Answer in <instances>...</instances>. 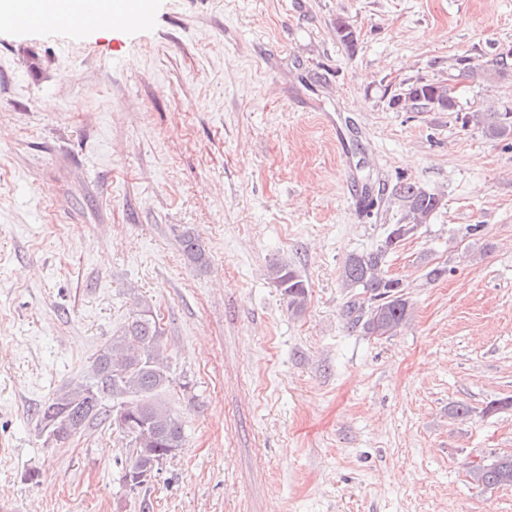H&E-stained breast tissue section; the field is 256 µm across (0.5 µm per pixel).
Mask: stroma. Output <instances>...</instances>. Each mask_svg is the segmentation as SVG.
<instances>
[{
    "label": "stroma",
    "mask_w": 512,
    "mask_h": 512,
    "mask_svg": "<svg viewBox=\"0 0 512 512\" xmlns=\"http://www.w3.org/2000/svg\"><path fill=\"white\" fill-rule=\"evenodd\" d=\"M152 9L147 32L0 29V507L139 512L118 431L49 447L36 415L86 378L137 297L186 435L152 512H512V486L465 468L512 454V409L485 411L512 397V139L462 124L512 107V0ZM504 52L496 82L455 68ZM443 80L457 111L390 104ZM402 181L442 205L388 258L410 323L374 337L344 319L340 277L397 220ZM189 231L203 264L182 252ZM274 263L306 280L301 314ZM433 267L444 276L426 280Z\"/></svg>",
    "instance_id": "1"
}]
</instances>
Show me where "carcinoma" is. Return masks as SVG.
<instances>
[{"instance_id": "1", "label": "carcinoma", "mask_w": 512, "mask_h": 512, "mask_svg": "<svg viewBox=\"0 0 512 512\" xmlns=\"http://www.w3.org/2000/svg\"><path fill=\"white\" fill-rule=\"evenodd\" d=\"M392 102L426 112H453L458 107L456 86L450 83H415ZM470 124L489 139L511 138L512 108L478 107L464 116V125ZM390 200L399 209V222L387 226L385 239L376 249L351 255L342 271V286L357 296L346 305L344 316L348 324L371 336H394L407 323L410 304L404 297L405 285L387 275V256L440 208L438 195L414 182L397 184ZM181 246L189 262H205V250L195 235L185 233ZM269 276L286 298L288 309L302 312L308 297L305 280L277 264L270 266ZM171 383L162 331L150 308L138 302L120 330L98 351L88 378L45 401L37 414L43 426L48 421L60 428L74 422L82 431L94 421H113L112 408L123 407L126 417L116 430L131 447L126 465L159 467L186 446L182 423L159 399ZM469 476L484 489L512 486V455L500 456L491 468L474 465Z\"/></svg>"}]
</instances>
